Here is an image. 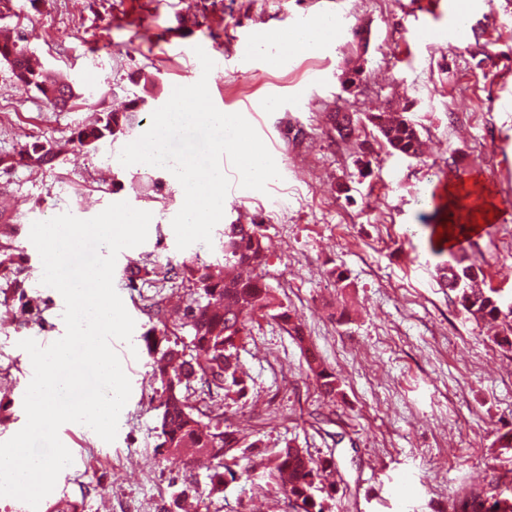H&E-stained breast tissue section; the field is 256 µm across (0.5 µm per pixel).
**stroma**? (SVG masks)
<instances>
[{
    "mask_svg": "<svg viewBox=\"0 0 512 512\" xmlns=\"http://www.w3.org/2000/svg\"><path fill=\"white\" fill-rule=\"evenodd\" d=\"M185 13L196 21L188 30L178 23ZM331 14L341 21L334 41L279 54L298 21ZM0 29L68 74L83 95L51 110L0 61V155L35 141L64 144L93 112L134 96L146 97L142 118L150 120L174 87L203 76L192 52L199 46L226 59L207 75L214 105L254 126L280 172L259 192L237 185L225 165L232 186L223 222L211 244L183 250L171 225L182 186L168 170L123 166L126 138L96 152L66 147L51 170L0 172L29 270L19 294L0 278V442L26 422L33 368L20 341L44 344L65 333L64 300L40 282L32 223L65 212L90 219L120 201L152 214L146 241L122 250L114 269L135 321L130 342L112 343L132 387L117 437L107 443L84 425H62L73 463L46 503L67 499L78 512L173 507L171 478L182 464L154 452L160 383L142 341L149 318L124 268L143 258L165 268L195 257L217 263L224 226L239 218L263 224L266 281L340 378L343 395H321L299 347L276 321L257 319L240 350L251 377L247 405L224 402L225 424L257 447L249 471L209 498L208 512H285L266 469L290 444L334 457L329 512H452L463 490L512 491V449L496 443L512 431V350L492 343L489 327L467 319L440 286L448 242L430 240L421 221L434 211L442 222H470L448 205L450 192L463 188L472 204L493 207V222L464 252L481 266L483 288L512 301V0H471L461 44L449 39L448 0H0ZM424 29L438 39L422 38ZM242 36L252 46L245 57L237 53ZM349 65L363 68L350 93L341 83ZM269 99L276 108L267 112ZM339 109L406 116L424 155H399L366 126L359 140L371 145L369 164L357 166L359 141H341L327 120ZM156 181L162 192L152 191ZM337 272L346 287H335Z\"/></svg>",
    "mask_w": 512,
    "mask_h": 512,
    "instance_id": "35a3bbf8",
    "label": "stroma"
}]
</instances>
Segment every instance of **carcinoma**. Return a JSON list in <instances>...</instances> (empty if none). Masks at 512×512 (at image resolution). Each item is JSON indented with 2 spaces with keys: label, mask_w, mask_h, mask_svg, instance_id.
I'll use <instances>...</instances> for the list:
<instances>
[{
  "label": "carcinoma",
  "mask_w": 512,
  "mask_h": 512,
  "mask_svg": "<svg viewBox=\"0 0 512 512\" xmlns=\"http://www.w3.org/2000/svg\"><path fill=\"white\" fill-rule=\"evenodd\" d=\"M12 60V73L18 85L35 91L53 111L63 110L80 97L68 80L51 76V71L31 61L27 48L15 40L0 42V60ZM145 100L132 99L120 110L99 113L95 121L75 129L69 142L97 151L140 125L139 114ZM328 120L341 140L358 131L359 119L350 112H332ZM368 121L381 140L393 151L410 158L423 154V140L417 125L407 118L371 115ZM25 164L39 169L53 168L59 151L53 146L34 143L19 153ZM263 225H224V271L215 275L210 265L188 259L164 271L147 260L130 274L129 285L140 279L183 290L188 302L177 314L167 308L166 297L158 294L147 306L153 326L144 334L146 347L154 358V374L161 383L155 409L159 410L156 448L176 458L192 453V460L207 470L208 495L224 490L225 474L246 459V451L257 443L246 444L236 430L224 424V412L214 410L209 401L216 396L235 394L243 399L248 390V374L240 365L239 350L250 332L254 316H269L285 327L300 347L308 372L321 394L341 395L336 373L317 357L299 322L294 320L275 292L265 282L269 256ZM15 265L11 237L0 241V269ZM481 267L458 259L438 266L439 282L455 294L468 318L476 321L501 320L503 333L490 337L500 346L512 349V302L505 304L494 291L473 287ZM188 329L191 340L176 339L177 331ZM334 467L333 458L315 459L306 448L280 449L268 477L275 491L287 500L294 512H327L322 490L326 473ZM453 512H512V496L501 493H471L453 505Z\"/></svg>",
  "instance_id": "1"
}]
</instances>
